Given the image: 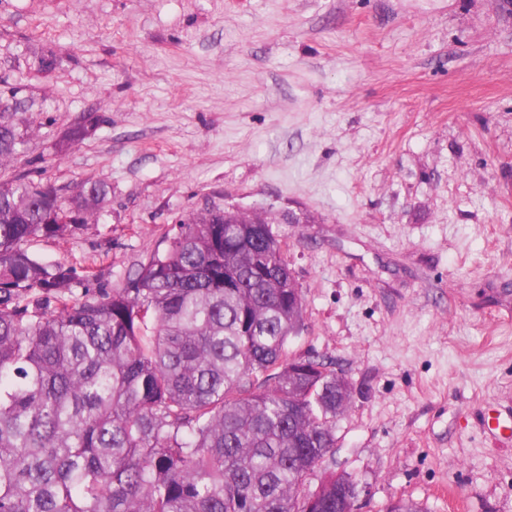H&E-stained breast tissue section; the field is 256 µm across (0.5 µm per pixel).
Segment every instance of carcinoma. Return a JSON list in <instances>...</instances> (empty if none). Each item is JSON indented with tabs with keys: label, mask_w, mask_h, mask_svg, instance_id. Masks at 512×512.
<instances>
[{
	"label": "carcinoma",
	"mask_w": 512,
	"mask_h": 512,
	"mask_svg": "<svg viewBox=\"0 0 512 512\" xmlns=\"http://www.w3.org/2000/svg\"><path fill=\"white\" fill-rule=\"evenodd\" d=\"M21 144L1 104L0 167ZM105 196L0 183V512H338L351 476L330 473L312 507L305 495L350 387L316 355L287 356L304 299L271 225L192 214L93 291L27 244L72 235Z\"/></svg>",
	"instance_id": "obj_1"
}]
</instances>
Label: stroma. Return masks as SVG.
I'll return each instance as SVG.
<instances>
[{
    "instance_id": "obj_1",
    "label": "stroma",
    "mask_w": 512,
    "mask_h": 512,
    "mask_svg": "<svg viewBox=\"0 0 512 512\" xmlns=\"http://www.w3.org/2000/svg\"><path fill=\"white\" fill-rule=\"evenodd\" d=\"M9 97L24 143L0 182L108 191L94 222L29 244L95 286L189 214H269L304 297L287 351L351 386L309 488L336 472L366 488L360 512H512V437L482 424L512 411L501 0H0Z\"/></svg>"
}]
</instances>
